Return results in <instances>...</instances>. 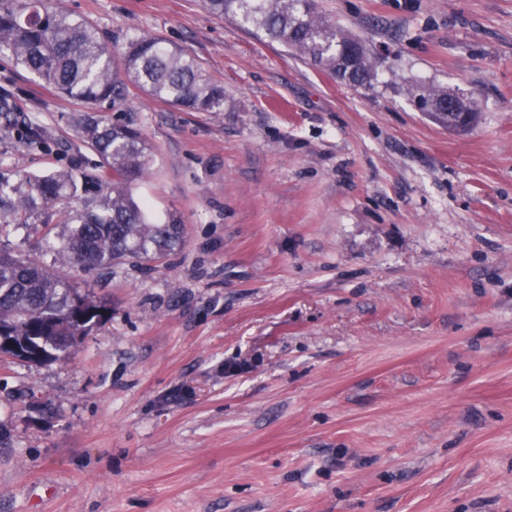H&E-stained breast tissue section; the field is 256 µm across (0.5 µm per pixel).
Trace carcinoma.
Listing matches in <instances>:
<instances>
[{"instance_id": "1", "label": "carcinoma", "mask_w": 512, "mask_h": 512, "mask_svg": "<svg viewBox=\"0 0 512 512\" xmlns=\"http://www.w3.org/2000/svg\"><path fill=\"white\" fill-rule=\"evenodd\" d=\"M218 17H233L271 42L295 50L341 80L371 84L377 57L362 41L314 12L312 0H205ZM0 57L43 83L93 106L113 108L133 88L195 112H222L224 85L211 78L185 48L154 35L132 38L115 59L91 22L52 10L44 0H0ZM415 107L439 112L453 92L432 84L409 90ZM84 142L101 158L92 195L71 168L0 182V213L8 223L50 224L48 208L73 201L61 213L65 229L46 234L45 247L66 253L82 270L109 268L128 259L149 261L184 242L174 214L155 217L133 192L151 160L141 131L97 114L82 121ZM86 305L81 321L68 316L72 298ZM106 308L91 292L56 275L49 265L0 249V356H36L42 363L75 346L103 320Z\"/></svg>"}]
</instances>
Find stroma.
<instances>
[{"mask_svg": "<svg viewBox=\"0 0 512 512\" xmlns=\"http://www.w3.org/2000/svg\"><path fill=\"white\" fill-rule=\"evenodd\" d=\"M50 5L181 45L228 103L100 109L152 145L137 192L181 249L84 273L0 226L107 307L69 356L0 357V512H512V0H316L369 87L203 0ZM84 109L0 59V178L98 175ZM409 93L415 107L421 112H445L441 109V106L442 104L448 103V99H455L464 105L453 96L455 94L449 91L448 88L432 84H420L416 86L415 89L411 88Z\"/></svg>", "mask_w": 512, "mask_h": 512, "instance_id": "1", "label": "stroma"}]
</instances>
